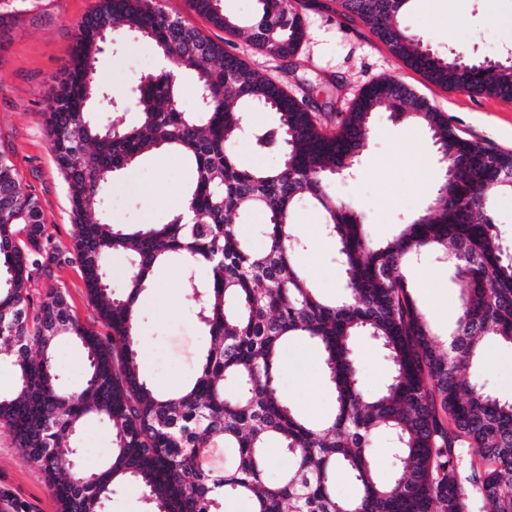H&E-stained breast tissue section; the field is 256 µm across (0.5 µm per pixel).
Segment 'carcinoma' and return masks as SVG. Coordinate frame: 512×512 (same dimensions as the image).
Segmentation results:
<instances>
[{
    "label": "carcinoma",
    "instance_id": "cac0c4a2",
    "mask_svg": "<svg viewBox=\"0 0 512 512\" xmlns=\"http://www.w3.org/2000/svg\"><path fill=\"white\" fill-rule=\"evenodd\" d=\"M249 24L224 14L221 0H188L195 13L226 31H246L258 48L293 58L305 39L304 0H258ZM411 0H335L390 53L449 90L512 100V60L440 57L402 27ZM73 54L56 81L47 130L69 194L73 256L103 333L73 313L66 295L46 285L62 253L51 245L37 199L22 191L11 156L0 150V362L12 366V389L0 393V428L28 462L46 475L59 512H102L128 479L141 488L148 512H218L220 500L246 497L252 512H469L465 485L478 487L480 512H512V399L487 393L464 372L494 336L512 346V254L493 216L495 195L510 191L505 170L512 151L457 134L447 117L399 82L363 89L333 130L322 128L307 102L153 0H98L78 25ZM127 32L147 41L177 69L196 71L201 112L182 108L170 72L148 73L133 89L138 123L107 102L111 128L92 119L104 92L95 61L102 34ZM261 104L277 125H250L245 109ZM391 105V117L424 126L448 174L430 205L379 243L363 215L328 193L329 181L350 176L368 145L371 115ZM248 138L262 152L278 150L275 168L241 166L230 146ZM187 160L194 179L184 208L164 224L140 227L96 218L104 187L150 149ZM323 210L325 234L346 274L347 298L327 301L303 273L305 242L292 216L303 202ZM261 213L265 248L252 250L239 232ZM448 262L460 303L442 344L409 291L404 267L426 252ZM127 261L122 294L112 292L105 260ZM177 260L183 293L210 343L195 379L163 394L143 376L138 350L142 304L154 271ZM366 335L386 351L392 374L382 393L362 391L352 337ZM87 352L83 386L69 392L55 371L58 337ZM295 339L319 352L335 398L321 425L302 420L281 394L285 345ZM112 424V457L103 468L74 467V436L92 418ZM390 433L396 478H376L371 436ZM219 437L237 463L215 473L202 454ZM292 460L266 480L270 442ZM357 488L334 492L336 472Z\"/></svg>",
    "mask_w": 512,
    "mask_h": 512
}]
</instances>
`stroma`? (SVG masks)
Wrapping results in <instances>:
<instances>
[{"label":"stroma","instance_id":"1","mask_svg":"<svg viewBox=\"0 0 512 512\" xmlns=\"http://www.w3.org/2000/svg\"><path fill=\"white\" fill-rule=\"evenodd\" d=\"M170 16L199 29L242 58L255 72L280 81L305 99L328 127H335L361 89L381 79L406 84L443 112L461 136L501 150H512V101L448 90L429 83L419 72L391 55L360 23L335 12L333 0H312L304 14L306 39L295 59L259 50L239 34L213 27L188 10L185 0H156ZM97 0H0V150L16 166L24 191L34 193L51 241L61 251L71 248L74 226L67 186L56 167L46 127L51 85L74 49L78 24ZM403 26L435 53H461L471 58L501 59L512 51V0H414ZM160 57L148 43L116 33L98 57L96 67L106 97L127 104V123H134L132 90L141 75L158 72ZM445 174L427 129L394 121L389 108L372 118L368 147L356 173L335 179L329 189L336 202L354 206L364 216L369 235L391 240L402 224L423 213ZM193 180V170L180 155L155 150L142 155L108 187L104 196L116 224H163L179 209ZM294 231L307 243L300 265L320 295H345V276L332 255L322 211L300 205L293 214ZM405 274L417 304L438 339H446L459 301V287L446 265L427 255ZM183 269L170 262L157 269L139 322L142 370L164 393L195 378L209 338L184 300ZM72 310L90 320L92 307L77 262L54 271ZM365 393H379L391 366L372 338L352 340ZM55 366L63 384L79 389L86 367L83 348L70 338L57 341ZM486 391L512 399V346L492 341L483 361L472 369ZM281 393L309 422L322 423L334 407V396L312 345L286 344L279 371ZM77 465L99 467L112 446V426L105 420L85 422L75 438ZM0 490L26 512H58L44 473L28 463L22 449L0 432Z\"/></svg>","mask_w":512,"mask_h":512}]
</instances>
